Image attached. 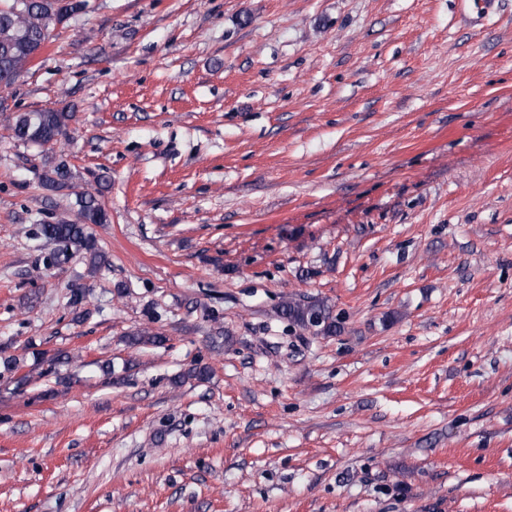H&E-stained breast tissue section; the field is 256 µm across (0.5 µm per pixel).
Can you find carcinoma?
<instances>
[{
  "label": "carcinoma",
  "instance_id": "1",
  "mask_svg": "<svg viewBox=\"0 0 512 512\" xmlns=\"http://www.w3.org/2000/svg\"><path fill=\"white\" fill-rule=\"evenodd\" d=\"M87 0H0V89L11 87L31 66L46 47L51 31L80 13ZM72 113L63 110L41 109L19 113L12 129L16 139L42 145L58 141L65 133ZM70 176L65 161H60L44 175L45 185L64 186ZM78 218L70 221H41L32 228V234L50 246L43 257L47 267L58 266L75 254L90 259L92 268L107 263L105 253L88 231L90 224L108 221L103 206L90 192L76 197ZM281 315L290 326L314 336H335L342 332V319L333 313V307L321 300L290 301L282 306Z\"/></svg>",
  "mask_w": 512,
  "mask_h": 512
}]
</instances>
